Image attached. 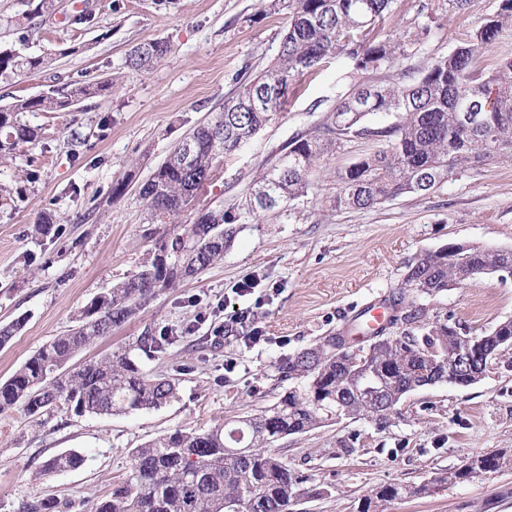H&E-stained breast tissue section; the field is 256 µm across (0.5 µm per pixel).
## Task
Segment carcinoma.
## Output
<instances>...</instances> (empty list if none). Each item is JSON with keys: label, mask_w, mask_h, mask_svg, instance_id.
<instances>
[{"label": "carcinoma", "mask_w": 512, "mask_h": 512, "mask_svg": "<svg viewBox=\"0 0 512 512\" xmlns=\"http://www.w3.org/2000/svg\"><path fill=\"white\" fill-rule=\"evenodd\" d=\"M398 0H272L288 10L289 23L274 63L253 77L236 75L238 91L224 108L197 126L186 139L194 146L190 170L177 162V145L140 185L152 219L179 214L213 180L218 162L236 152L284 109L293 85L317 72L331 59L343 58L357 74L391 69L406 46L425 33L420 25L386 29ZM512 25V0H501L495 18L475 28L447 55L431 57L418 69L401 68L388 82L361 85L338 98L313 131L296 137L258 178L261 185L279 177V202L248 201L258 215L290 205L307 196L308 175L327 155L339 152L352 138L368 139L382 149L361 157L338 175L335 206L367 209L405 194H426L448 175L486 161L512 158V59L481 81L473 67L481 50L492 45L504 26ZM169 52L165 41L151 40L133 47L127 65L146 70ZM48 64L45 56L0 49V77L34 72ZM280 89L275 109L251 107L270 87ZM108 89L104 83L81 82L18 99L0 107V152L9 154L31 143L36 131L22 122L26 112H57ZM468 103L483 122L467 128L461 105ZM390 117L375 123L370 117ZM224 133V150L211 148L213 133ZM228 210H202L185 228L166 229L154 243L150 261L140 270L95 296L78 311L70 333L57 336L36 350L8 379L0 382V413L18 403L31 414L54 408L78 415H119L160 407L176 397V383L144 373L128 352L106 355L74 365L82 350L126 322L161 289L174 288L224 258L235 237ZM512 270V250L469 248L453 264L448 251H427L407 264L405 284L435 297L448 290L457 272L483 274ZM467 333L448 318L430 320L425 309L413 307L402 319L400 337L378 332L367 347L351 354L352 343L327 336L318 344L288 357L278 367L284 389L267 409L204 432L175 429L131 452V475L97 502L91 512H291L301 496L305 477L290 469L270 450L274 442L306 433L328 418L389 422L408 393L448 382L468 386L472 381L454 367V352ZM478 365H487L512 340V320L482 334ZM167 336H140L135 347L148 355L164 349ZM86 456L67 451L44 465L50 473L81 467ZM512 469V455L497 452L488 473ZM476 475L460 466L435 477V484L468 482ZM431 483V484H433ZM418 486L389 484L363 496L356 512H385L389 502L422 497L431 491ZM53 497L36 498L23 512H56Z\"/></svg>", "instance_id": "cac0c4a2"}]
</instances>
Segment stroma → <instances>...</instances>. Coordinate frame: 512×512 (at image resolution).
<instances>
[{
  "label": "stroma",
  "instance_id": "obj_1",
  "mask_svg": "<svg viewBox=\"0 0 512 512\" xmlns=\"http://www.w3.org/2000/svg\"><path fill=\"white\" fill-rule=\"evenodd\" d=\"M398 0L395 23L419 19L426 36L407 47L406 64L451 52L469 31L496 15L500 0ZM38 32L17 24L33 0H0V46L44 55L49 68L0 78V106L77 81L111 82L101 95L59 112L23 114L36 141L0 158V325L22 327L0 347V381L37 349L68 333L79 310L125 280L151 256L162 233L139 194L169 152L222 110L238 73H256L276 58L287 27L284 11L260 0H55ZM89 10L87 26L68 22ZM154 39L170 50L146 71L126 64L129 50ZM388 70L371 74L386 82ZM333 59L302 78L284 112L238 151L171 222L192 223L203 209L236 207L238 233L224 258L178 287L157 291L128 322L80 353L89 360L134 346L144 332L171 340L161 352L136 353L148 375L173 379L177 396L151 410L79 416L56 409L30 414L16 405L0 414V512H22L34 497L53 496L64 512H89L124 481L132 449L175 429L202 432L274 404L284 388L278 365L341 332L373 298L405 295L428 318L446 315L479 334L512 319V277L481 275L429 297L408 290L406 265L416 254L462 242L512 250V161L454 172L436 190L369 209H336L338 171L376 151L355 139L309 175L297 204L255 217L239 209L253 179L293 138L311 132L339 96L362 83ZM122 193H113L117 181ZM51 230L39 234L41 220ZM257 277L254 292L235 286ZM254 307L260 334L244 345L220 332L234 308ZM275 450L308 481L295 512H355L384 484L415 486L459 467L472 455L512 451V347L489 360L468 386L438 383L407 395L386 427L342 419L278 440ZM68 450L86 463L44 473ZM387 512H512V469L444 485L423 498L391 502Z\"/></svg>",
  "mask_w": 512,
  "mask_h": 512
}]
</instances>
